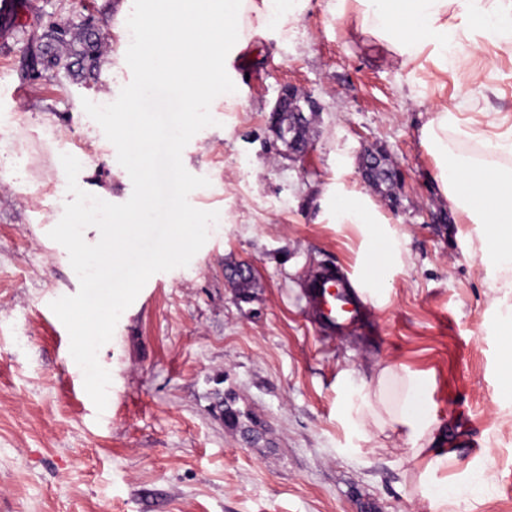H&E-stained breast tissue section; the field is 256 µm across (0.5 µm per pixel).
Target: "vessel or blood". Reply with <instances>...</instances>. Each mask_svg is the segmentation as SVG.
<instances>
[{
	"label": "vessel or blood",
	"instance_id": "obj_1",
	"mask_svg": "<svg viewBox=\"0 0 512 512\" xmlns=\"http://www.w3.org/2000/svg\"><path fill=\"white\" fill-rule=\"evenodd\" d=\"M305 288L307 305L319 332L333 335L357 327L370 328L368 307L348 275L323 266L311 272Z\"/></svg>",
	"mask_w": 512,
	"mask_h": 512
}]
</instances>
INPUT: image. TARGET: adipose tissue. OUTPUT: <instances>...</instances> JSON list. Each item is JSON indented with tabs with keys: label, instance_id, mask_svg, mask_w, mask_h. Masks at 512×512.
<instances>
[{
	"label": "adipose tissue",
	"instance_id": "adipose-tissue-1",
	"mask_svg": "<svg viewBox=\"0 0 512 512\" xmlns=\"http://www.w3.org/2000/svg\"><path fill=\"white\" fill-rule=\"evenodd\" d=\"M327 11L403 68L425 55L444 72L487 41L512 52V0H328ZM497 124L496 113L463 118L439 101L421 128V142L434 159V179L450 209L474 228L470 250L484 265L497 331L511 344L504 360L512 366V130L489 135ZM429 397L424 376L384 366L353 420L381 431L408 428L418 458L437 449L442 435Z\"/></svg>",
	"mask_w": 512,
	"mask_h": 512
}]
</instances>
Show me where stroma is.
I'll use <instances>...</instances> for the list:
<instances>
[{
  "label": "stroma",
  "instance_id": "obj_1",
  "mask_svg": "<svg viewBox=\"0 0 512 512\" xmlns=\"http://www.w3.org/2000/svg\"><path fill=\"white\" fill-rule=\"evenodd\" d=\"M32 16L0 20V512H428L419 481L464 496L448 512H512V385L501 364L471 225L458 223L435 180L420 128L434 102L496 112L512 127V55L492 43L430 83V59L387 61L368 38L336 23L326 0L240 52L243 104L184 149L185 169L208 178L190 204L218 211L220 226L187 266L154 274L119 319L98 362L112 372L97 411L70 339L50 308L80 282L48 232L69 198L61 154L82 158L84 191L132 184L112 172L111 144L85 132L83 100L117 99L132 72L110 11L122 0H20ZM65 42L45 39L49 27ZM108 73L86 78L80 50ZM60 57L44 69L42 53ZM316 101L303 156L271 127L282 87ZM384 147L401 174L392 209L357 168ZM367 195L373 224L336 221V186ZM401 234L407 265H371L379 237ZM252 269L240 292L236 266ZM328 265L362 286L381 279L374 334L319 335L303 290ZM402 366L431 379L445 426L444 466L411 456L407 429L363 433L348 412L374 373ZM259 425L225 423L216 391Z\"/></svg>",
  "mask_w": 512,
  "mask_h": 512
}]
</instances>
